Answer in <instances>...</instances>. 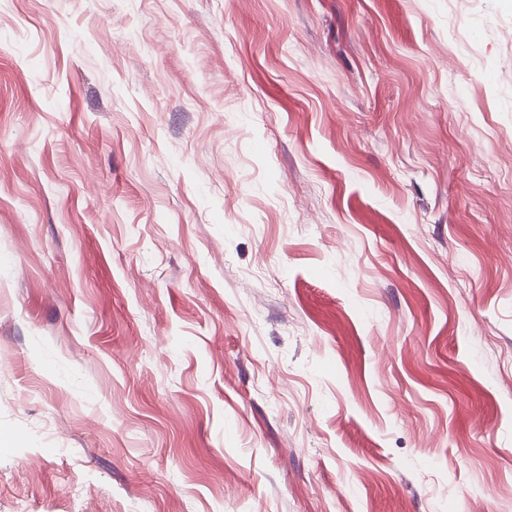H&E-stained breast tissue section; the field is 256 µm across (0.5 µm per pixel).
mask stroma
<instances>
[{"mask_svg":"<svg viewBox=\"0 0 512 512\" xmlns=\"http://www.w3.org/2000/svg\"><path fill=\"white\" fill-rule=\"evenodd\" d=\"M512 0H0V512H512Z\"/></svg>","mask_w":512,"mask_h":512,"instance_id":"35a3bbf8","label":"stroma"}]
</instances>
